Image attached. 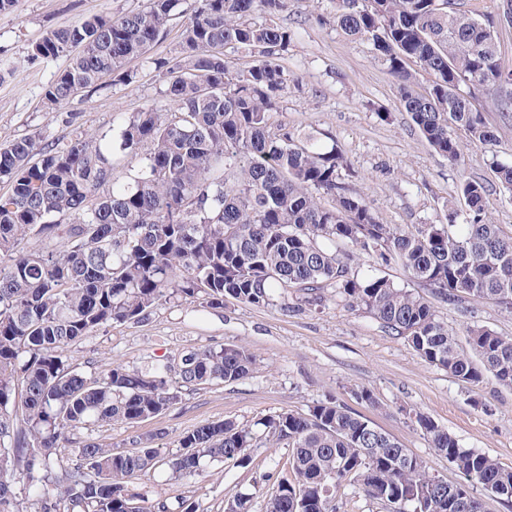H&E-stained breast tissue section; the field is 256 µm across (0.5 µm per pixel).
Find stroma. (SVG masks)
I'll use <instances>...</instances> for the list:
<instances>
[{
    "instance_id": "stroma-1",
    "label": "stroma",
    "mask_w": 512,
    "mask_h": 512,
    "mask_svg": "<svg viewBox=\"0 0 512 512\" xmlns=\"http://www.w3.org/2000/svg\"><path fill=\"white\" fill-rule=\"evenodd\" d=\"M148 5L149 0H15L11 12L0 14V144L24 135L62 143L78 128L114 134L123 120L160 99L162 78L152 62L174 55L193 0H186L185 13L169 22L149 60L131 62L132 83H105L60 111L46 112L42 99L67 58L32 57L34 44L48 30ZM334 13V0H288L287 11L277 19L298 33L282 59L293 79L281 102L282 121L291 130L314 132L343 152L342 180L383 223L405 228L445 223L449 208H463L459 184L470 179L486 189L488 216L512 232V191L496 175L497 165L512 164V117L497 112L490 95H480L497 140L474 146L463 130L454 129L463 150L458 163H449L414 128L371 45L345 34L334 23ZM299 296L297 289H289L285 311L247 307L230 297L220 312L197 302L168 304L146 321L105 326L67 346L65 356L87 372L110 361L141 367L156 356L227 344L245 347L259 364L236 383L184 390L181 403L155 419L97 427L93 437L124 451L139 436L161 428L164 446L173 449L182 433L214 421L250 425L276 412H304L333 399L373 421L447 480H457L458 474L431 448L413 412L430 415L463 447L480 449L512 467V388L492 379L477 385L460 382L425 363L364 310L349 309L331 295L303 309ZM436 311L457 332L475 320L512 336V313L491 304L476 303L463 313L440 302ZM364 389L373 394L374 404L357 400ZM290 454L283 444L257 448L247 464L228 462L222 472L188 482L169 480L160 471L149 482L147 497L172 501L188 496L201 512H223L225 501L250 491L252 512H265L263 492L270 478L285 475Z\"/></svg>"
}]
</instances>
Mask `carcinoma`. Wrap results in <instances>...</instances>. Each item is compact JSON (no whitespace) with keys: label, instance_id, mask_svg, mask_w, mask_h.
Here are the masks:
<instances>
[{"label":"carcinoma","instance_id":"carcinoma-1","mask_svg":"<svg viewBox=\"0 0 512 512\" xmlns=\"http://www.w3.org/2000/svg\"><path fill=\"white\" fill-rule=\"evenodd\" d=\"M182 4L150 0L141 12L46 32L33 56H65L68 64L46 88L45 109L65 108L106 78L132 82L129 62L147 56ZM452 5L336 0L334 22L372 45L415 129L456 164L462 149L453 128L476 146L497 140L471 98L490 93L498 111L512 112V70L501 65L496 42L512 0H499L494 15ZM287 8L288 0H196L175 56L156 63L162 100L124 120L116 137L77 131L62 145L34 136L0 145V182L11 186L0 196V512H128L132 503L138 512H198L188 496L148 507L135 481H151L158 469L187 481L282 443L292 448L294 478L268 487L265 512H337L346 482L393 512H482L480 490L512 504V468L462 447L425 412L415 422L458 471L457 482L331 400L252 426L211 422L184 433L174 452L156 445L161 429L123 452L89 433L154 419L185 388L231 384L258 369L235 345L156 356L146 368L112 361L90 373L61 355L103 326L139 322L180 299L200 298L213 310L226 296L286 309L290 288L307 306L334 288L427 364L463 383L490 376L512 387V336L472 322L462 348L425 297L356 273L365 257L394 260L445 303L511 313L512 234L487 215L485 186L464 181L466 211L449 208L446 224L406 231L383 223L342 182L347 161L336 146L275 119L293 82L281 59L295 33L274 21ZM229 49L252 62L238 68ZM409 61L431 77L428 86H418ZM117 154L138 160L125 182L113 178ZM106 185L111 192L99 194ZM29 235L42 246L17 249ZM337 242L346 246L341 254ZM252 499L241 492L224 512H251Z\"/></svg>","mask_w":512,"mask_h":512}]
</instances>
